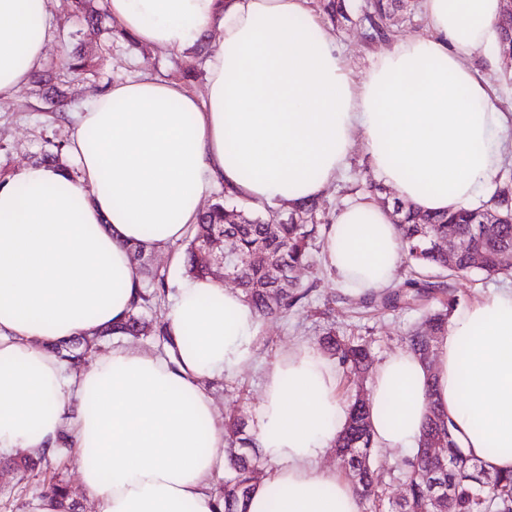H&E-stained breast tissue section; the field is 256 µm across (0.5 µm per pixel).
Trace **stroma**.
<instances>
[{
    "label": "stroma",
    "instance_id": "35a3bbf8",
    "mask_svg": "<svg viewBox=\"0 0 512 512\" xmlns=\"http://www.w3.org/2000/svg\"><path fill=\"white\" fill-rule=\"evenodd\" d=\"M367 0H346L347 21L334 33L341 48L344 64L355 82H363L376 54L387 40L369 35L363 16ZM51 8L59 37L46 51L47 59H55L62 46L79 47L96 61L89 74L71 82L62 112L46 108L32 87L20 89L14 98L0 104V178L11 175L18 167L33 162L45 138L69 141L76 128L77 117L90 99L112 83L149 75L180 82L200 94L205 89L203 51L148 48L123 38L111 37L110 19L100 27L89 28L80 23L72 0H51ZM495 44L476 49L470 64L488 80L503 111L512 113V81L503 76L502 66H490L496 57ZM379 182L367 157L364 140H356L347 170L320 199L319 224L332 223L337 210L346 202L366 195L385 205H392L394 191L367 193V186ZM295 278L313 289L306 300L296 305L285 317L260 320L250 346L255 354L254 365L234 375H217L205 384L216 401L221 416L244 415L247 424H254L255 409L263 397V371L268 361L287 353L291 347L307 343L321 346L328 332L371 344L376 361L405 347L403 338L419 322L420 310H384L364 306L358 298L341 289L325 272L321 251H314L309 265L298 268ZM446 292H452L458 306L465 307L491 290L512 286V275L493 277L474 273L467 277H447ZM57 481L72 490L80 488L78 466L71 454L60 451L50 459L46 472L24 480L13 467V459L0 457V512H27L30 503L41 498L43 487Z\"/></svg>",
    "mask_w": 512,
    "mask_h": 512
}]
</instances>
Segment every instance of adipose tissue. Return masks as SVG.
I'll return each instance as SVG.
<instances>
[{"label":"adipose tissue","mask_w":512,"mask_h":512,"mask_svg":"<svg viewBox=\"0 0 512 512\" xmlns=\"http://www.w3.org/2000/svg\"><path fill=\"white\" fill-rule=\"evenodd\" d=\"M142 45L209 41L206 95L141 78L92 97L68 152L0 179V455L69 445L97 512H224V421L204 378L252 360L256 310L216 281L170 275L158 356L118 346L79 373L50 347L125 323L141 282L131 257L174 253L218 184L255 205L321 197L363 137L379 178L426 212L473 207L512 122L467 63L497 39L501 0H422L427 33L378 53L363 85L308 0H106ZM50 0H0V99L27 84L53 39ZM323 258L357 297L403 261L389 209L352 200L322 231ZM339 368L302 344L268 363L254 451L266 468L246 512H360L349 479L319 459L348 405ZM376 443L410 453L431 405L465 453L512 473V287L454 312L435 367L398 351L369 388ZM75 411H68V404Z\"/></svg>","instance_id":"adipose-tissue-1"}]
</instances>
